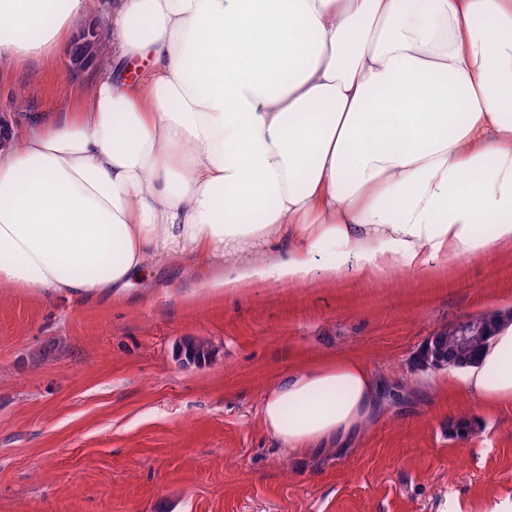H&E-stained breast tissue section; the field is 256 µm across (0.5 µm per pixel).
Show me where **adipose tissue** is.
Wrapping results in <instances>:
<instances>
[{
	"label": "adipose tissue",
	"mask_w": 512,
	"mask_h": 512,
	"mask_svg": "<svg viewBox=\"0 0 512 512\" xmlns=\"http://www.w3.org/2000/svg\"><path fill=\"white\" fill-rule=\"evenodd\" d=\"M96 8L0 0V60L52 63ZM107 29L67 111L0 133V285L81 301L192 256L233 291L512 245V0H113ZM443 384L512 404V314ZM378 404L323 359L261 414L308 455Z\"/></svg>",
	"instance_id": "ef3b65f1"
}]
</instances>
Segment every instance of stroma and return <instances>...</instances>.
<instances>
[{
	"instance_id": "obj_1",
	"label": "stroma",
	"mask_w": 512,
	"mask_h": 512,
	"mask_svg": "<svg viewBox=\"0 0 512 512\" xmlns=\"http://www.w3.org/2000/svg\"><path fill=\"white\" fill-rule=\"evenodd\" d=\"M68 52L0 64V110L66 111ZM22 108H13L16 93ZM197 259L155 261L123 297L0 287V512H512V405L437 390L434 332L512 312V248L405 275L196 288ZM209 342L186 364L177 349ZM364 362L380 406L346 448L301 457L261 423L272 380L321 357ZM467 417L466 436L448 434Z\"/></svg>"
}]
</instances>
